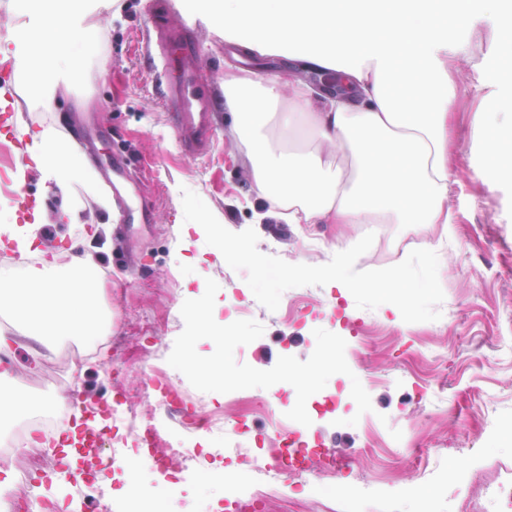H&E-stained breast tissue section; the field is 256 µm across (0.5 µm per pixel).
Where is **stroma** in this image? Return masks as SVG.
Instances as JSON below:
<instances>
[{"instance_id": "1", "label": "stroma", "mask_w": 512, "mask_h": 512, "mask_svg": "<svg viewBox=\"0 0 512 512\" xmlns=\"http://www.w3.org/2000/svg\"><path fill=\"white\" fill-rule=\"evenodd\" d=\"M167 2L171 22L192 24L214 93L216 139L195 159L183 154L153 83L143 43L154 20L149 0H87L84 25L91 37L71 35L72 76L49 103L26 95L24 77L8 54L26 0H0V83L13 89L25 125L33 131L56 127L89 157H101L97 173L104 187L118 188L125 199L104 211L71 178L81 221L58 224L59 189L27 167L24 185L51 219L42 228L43 240L58 263L69 262L72 244L81 239L105 271L99 309L116 341L76 368L59 356L80 345V338L62 339L50 350L30 343L16 348L15 388L34 396L39 412L53 409V397L62 390L69 407L80 409L111 395L113 372L121 368L124 382L143 385L144 394L136 419L107 420L105 443H124L131 423L150 421L175 441L184 435L177 420L154 412L165 382L148 378L159 368L166 382L186 393L190 407L274 436L275 422L285 421L296 403L293 386L237 390L219 400L195 389L168 363L173 340L184 329V286L196 289L211 278L219 285L217 300L240 302L241 319L264 327L262 337L236 348L238 363L267 370L282 356L306 360L318 328L345 337L350 375H333L306 403L309 456L319 458L331 448L349 463L336 477L334 512H386L391 505L398 512H420L425 501L430 512H448L449 494L475 468H483L488 479L512 472V359L496 350L499 337L512 334V182L483 176L488 160L473 122L478 91L458 92L450 162L455 184L448 199L454 224H290L268 213L258 197L251 164L224 108L225 73L260 79L287 64V57L234 56L223 22L192 0ZM185 188L228 230L254 229L260 252L292 264H325L333 249L351 247L369 232L374 242L359 259L365 270L398 264L418 248L436 249L444 292L440 318L407 323L391 304L361 309L348 289L330 283L288 289L278 309L269 311L247 285L245 271L231 269L204 238L192 235L190 248L182 249ZM355 378L371 398L370 412L357 411L351 397ZM420 379L429 382L432 400L416 401ZM477 395L488 399L487 407L473 405ZM351 417L356 425H348ZM189 437L197 457L174 474L142 462L150 473L142 489L154 506L216 512L215 502L249 495L253 449L231 452L222 436L206 429Z\"/></svg>"}]
</instances>
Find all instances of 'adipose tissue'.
Listing matches in <instances>:
<instances>
[{
    "mask_svg": "<svg viewBox=\"0 0 512 512\" xmlns=\"http://www.w3.org/2000/svg\"><path fill=\"white\" fill-rule=\"evenodd\" d=\"M484 0H201L223 19L225 39L250 51L288 56L303 68L331 73L343 94L317 95L285 69L264 79L228 75L224 104L252 162L254 188L292 224H450L449 168L459 67L456 29L489 25L500 54L512 57V17L488 19ZM13 38L18 62L33 73L31 96L48 98L69 70L62 31L81 29V0H30ZM472 70L484 94L474 116L493 172L512 177V116L480 64ZM25 151L43 177L65 187L78 165L87 193L111 209L88 163L47 127L22 128ZM48 218L19 222L0 209V235L26 259L22 279L0 270V312L23 323L30 342L51 348L55 336H86L101 326L93 265L77 252L67 266L31 262Z\"/></svg>",
    "mask_w": 512,
    "mask_h": 512,
    "instance_id": "1",
    "label": "adipose tissue"
}]
</instances>
